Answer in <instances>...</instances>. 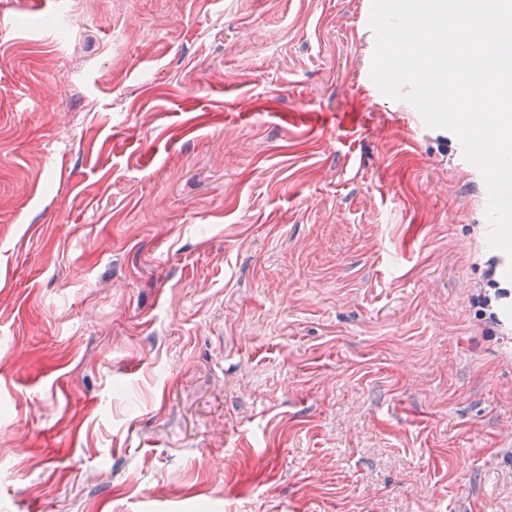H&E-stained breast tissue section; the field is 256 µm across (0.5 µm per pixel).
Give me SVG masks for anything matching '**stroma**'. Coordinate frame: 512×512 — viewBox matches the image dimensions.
Here are the masks:
<instances>
[{"label": "stroma", "instance_id": "obj_1", "mask_svg": "<svg viewBox=\"0 0 512 512\" xmlns=\"http://www.w3.org/2000/svg\"><path fill=\"white\" fill-rule=\"evenodd\" d=\"M371 8L0 0V512H512V258Z\"/></svg>", "mask_w": 512, "mask_h": 512}]
</instances>
